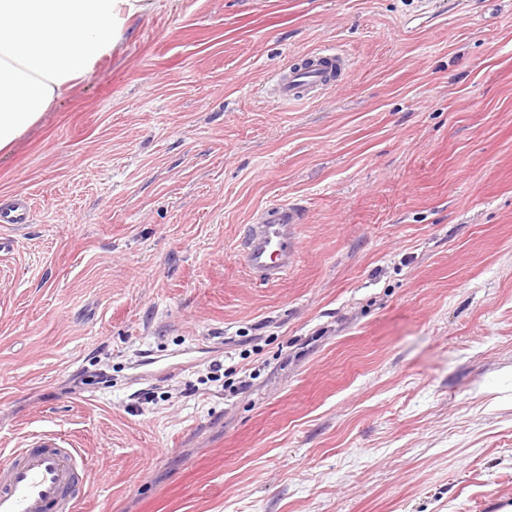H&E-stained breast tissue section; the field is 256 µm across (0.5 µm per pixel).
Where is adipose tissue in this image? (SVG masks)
Instances as JSON below:
<instances>
[{
  "label": "adipose tissue",
  "mask_w": 512,
  "mask_h": 512,
  "mask_svg": "<svg viewBox=\"0 0 512 512\" xmlns=\"http://www.w3.org/2000/svg\"><path fill=\"white\" fill-rule=\"evenodd\" d=\"M148 0H0V152L111 53Z\"/></svg>",
  "instance_id": "ef3b65f1"
}]
</instances>
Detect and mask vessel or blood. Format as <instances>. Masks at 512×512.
I'll use <instances>...</instances> for the list:
<instances>
[{"mask_svg":"<svg viewBox=\"0 0 512 512\" xmlns=\"http://www.w3.org/2000/svg\"><path fill=\"white\" fill-rule=\"evenodd\" d=\"M352 65L339 50L325 48L308 53L301 62L282 70L269 90L283 103L310 102L321 91L340 88ZM28 199L0 209V226L18 229L30 221ZM301 222L297 205L279 203L247 225L241 241L242 260L254 279L279 281L298 254L296 234ZM82 449L58 431H45L25 439L0 464V512H79L88 474Z\"/></svg>","mask_w":512,"mask_h":512,"instance_id":"obj_1","label":"vessel or blood"}]
</instances>
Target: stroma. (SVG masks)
<instances>
[{
    "mask_svg": "<svg viewBox=\"0 0 512 512\" xmlns=\"http://www.w3.org/2000/svg\"><path fill=\"white\" fill-rule=\"evenodd\" d=\"M325 45L340 90L265 94ZM14 195L0 449L87 448L81 512H512V0H154L0 153ZM30 212L27 198L16 199L8 208L0 209V227L16 230L30 222ZM297 205L279 203L266 209L248 224L242 241L241 257L254 279L264 283L279 281L291 268L298 254Z\"/></svg>",
    "mask_w": 512,
    "mask_h": 512,
    "instance_id": "35a3bbf8",
    "label": "stroma"
}]
</instances>
